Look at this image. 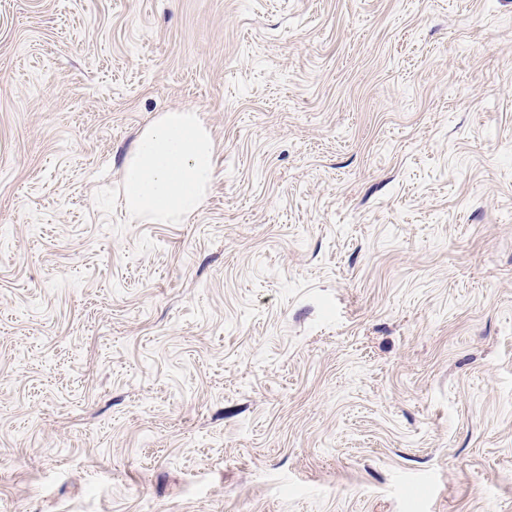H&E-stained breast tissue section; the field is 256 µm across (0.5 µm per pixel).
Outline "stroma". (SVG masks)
<instances>
[{
  "label": "stroma",
  "mask_w": 512,
  "mask_h": 512,
  "mask_svg": "<svg viewBox=\"0 0 512 512\" xmlns=\"http://www.w3.org/2000/svg\"><path fill=\"white\" fill-rule=\"evenodd\" d=\"M0 512H512V0H0ZM215 153L193 108L163 112L140 132L121 172L130 220L179 224L197 214L216 178Z\"/></svg>",
  "instance_id": "35a3bbf8"
}]
</instances>
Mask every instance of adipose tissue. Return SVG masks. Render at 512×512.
I'll return each instance as SVG.
<instances>
[{
	"instance_id": "adipose-tissue-1",
	"label": "adipose tissue",
	"mask_w": 512,
	"mask_h": 512,
	"mask_svg": "<svg viewBox=\"0 0 512 512\" xmlns=\"http://www.w3.org/2000/svg\"><path fill=\"white\" fill-rule=\"evenodd\" d=\"M215 153L194 109L162 113L140 132L121 172L130 220L179 224L197 214L216 178Z\"/></svg>"
}]
</instances>
